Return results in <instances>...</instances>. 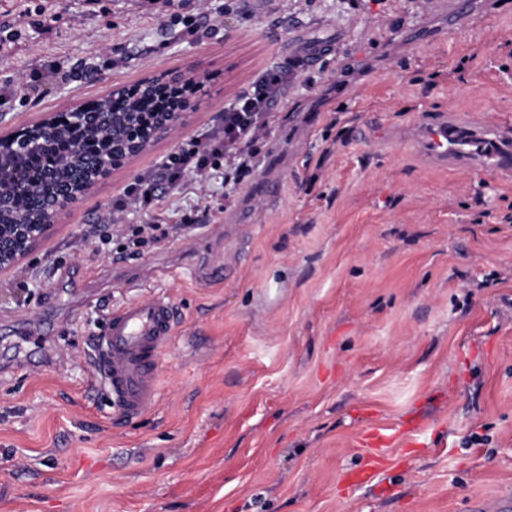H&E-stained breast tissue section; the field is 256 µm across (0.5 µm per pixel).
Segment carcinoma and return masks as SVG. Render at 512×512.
Instances as JSON below:
<instances>
[{"label": "carcinoma", "mask_w": 512, "mask_h": 512, "mask_svg": "<svg viewBox=\"0 0 512 512\" xmlns=\"http://www.w3.org/2000/svg\"><path fill=\"white\" fill-rule=\"evenodd\" d=\"M178 95L160 76L142 86L138 83L121 92L109 93L86 109L59 114L56 131L39 141L30 134L12 144L15 166L31 176L32 192L20 197L8 185L0 190V225L31 224L38 217V201H62L98 166L122 159L118 146L151 139L155 122L174 111ZM139 112L141 124L132 129L112 125L116 112Z\"/></svg>", "instance_id": "carcinoma-1"}]
</instances>
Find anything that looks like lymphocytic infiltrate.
<instances>
[{"mask_svg":"<svg viewBox=\"0 0 512 512\" xmlns=\"http://www.w3.org/2000/svg\"><path fill=\"white\" fill-rule=\"evenodd\" d=\"M297 76L285 65L268 68L251 87L224 107L223 136L197 135L184 140L161 164L160 176L138 178L128 189L125 204L129 207L161 209L163 198L157 192L159 180L170 186L186 187L187 177L207 180L211 170L224 171V198L232 200L243 180L259 166L263 135L274 117L283 89ZM206 191H198L197 203L189 213L183 214L179 224L164 227L158 224H130L122 231L129 246L148 243L156 231L176 234L180 224H194L199 214L208 212Z\"/></svg>","mask_w":512,"mask_h":512,"instance_id":"f902f5d3","label":"lymphocytic infiltrate"}]
</instances>
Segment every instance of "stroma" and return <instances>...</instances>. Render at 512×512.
<instances>
[{"instance_id":"1","label":"stroma","mask_w":512,"mask_h":512,"mask_svg":"<svg viewBox=\"0 0 512 512\" xmlns=\"http://www.w3.org/2000/svg\"><path fill=\"white\" fill-rule=\"evenodd\" d=\"M0 0V129L146 74L197 70L201 109L116 170L0 279V512H471L512 488V182L437 168L418 124L512 122V0ZM194 17L196 32L183 20ZM264 160L210 220L118 253L114 206L288 45ZM41 73L40 92L20 94ZM341 78L342 88L332 85ZM224 252L222 280L194 274ZM170 299L154 405L121 416L90 340L125 302ZM51 337L42 360L21 335ZM419 421L368 485L359 435Z\"/></svg>"}]
</instances>
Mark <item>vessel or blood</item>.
Listing matches in <instances>:
<instances>
[{
  "instance_id": "vessel-or-blood-1",
  "label": "vessel or blood",
  "mask_w": 512,
  "mask_h": 512,
  "mask_svg": "<svg viewBox=\"0 0 512 512\" xmlns=\"http://www.w3.org/2000/svg\"><path fill=\"white\" fill-rule=\"evenodd\" d=\"M429 160L489 169L500 179H512V125L480 127L459 115L420 125L415 140ZM176 328L170 301L163 297L130 300L108 317L96 338V370L108 396L125 416L149 410L155 401V374L160 351ZM400 440L388 428H371L360 439L366 450L363 464L345 472L343 483L358 487L381 471L388 450Z\"/></svg>"
}]
</instances>
